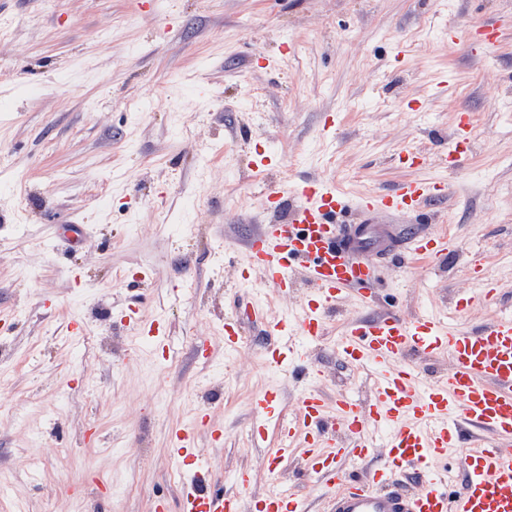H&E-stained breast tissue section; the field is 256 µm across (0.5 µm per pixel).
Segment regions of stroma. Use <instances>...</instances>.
Segmentation results:
<instances>
[{
  "mask_svg": "<svg viewBox=\"0 0 512 512\" xmlns=\"http://www.w3.org/2000/svg\"><path fill=\"white\" fill-rule=\"evenodd\" d=\"M133 2L0 0V512H179L169 441L198 411L221 429L220 450L205 429L197 445L226 489L241 470L248 500L299 482L324 512L298 459L269 473L253 395L277 390L286 415L304 387L367 397L338 354L347 322L450 312L477 249L501 292L464 328L512 313V0ZM489 21L500 52L449 47V26ZM462 110L472 148L447 171ZM315 176L351 197L447 180L427 217L392 222L449 230L453 250L440 267L374 256L370 300L346 297L308 347L323 377L299 382L266 367L265 324L225 354L224 322L239 301L280 312L307 294L277 296L246 242L274 218L270 190ZM135 292L170 357L109 317Z\"/></svg>",
  "mask_w": 512,
  "mask_h": 512,
  "instance_id": "1",
  "label": "stroma"
}]
</instances>
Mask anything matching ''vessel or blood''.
<instances>
[{
  "instance_id": "vessel-or-blood-1",
  "label": "vessel or blood",
  "mask_w": 512,
  "mask_h": 512,
  "mask_svg": "<svg viewBox=\"0 0 512 512\" xmlns=\"http://www.w3.org/2000/svg\"><path fill=\"white\" fill-rule=\"evenodd\" d=\"M503 42L499 25L486 22L448 32L449 45L464 44L484 53ZM471 150L465 126H458L441 164L457 166ZM446 181H404L385 194L357 198L317 178L295 185L294 207L285 218L260 225L246 249L249 264L260 270L279 295H287L296 279L310 292L295 311L268 314L254 303L242 318L266 323L273 345L264 360L276 372L288 371L306 356L307 343L325 333L327 318L344 295L369 289L378 277L367 249L406 245L409 252L431 264L448 255L447 234L402 237L387 222L337 224L330 216L350 208L387 217L422 212L433 200L446 197ZM481 254L469 260L480 288L458 296L453 317L422 315L412 320L387 313L348 324L339 339L342 360L357 371L374 374L373 391L362 400L348 394L335 401L315 390L306 391L298 408L282 418L279 394L266 389L251 401L256 417L274 426L276 443L269 462L290 460L303 451L302 465L331 490L327 512H512V315L497 317L472 332L459 320L477 305L497 296ZM116 319L140 338L161 341L164 328L147 321L134 307L118 309ZM224 324V348L238 350L241 320ZM444 356L448 368L437 380L425 382L413 357ZM199 423L178 429L170 453L183 467L182 512H245L243 489L248 472H238L237 491L219 487L209 460L197 450ZM457 455L459 485L448 489V474L438 460ZM417 483L405 490L402 479ZM258 512H308L298 491L277 487L256 505Z\"/></svg>"
}]
</instances>
